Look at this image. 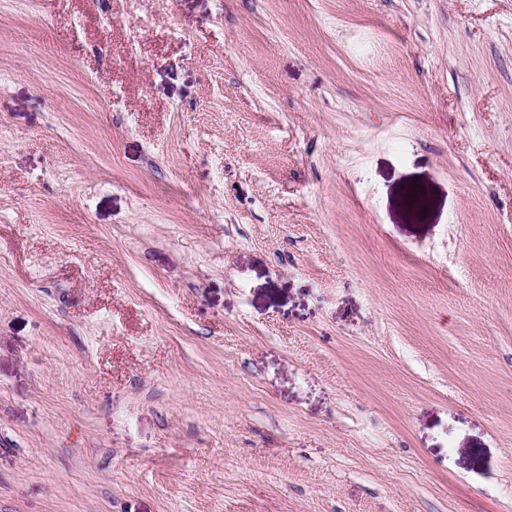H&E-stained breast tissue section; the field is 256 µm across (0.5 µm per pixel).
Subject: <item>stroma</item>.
<instances>
[{
  "label": "stroma",
  "mask_w": 512,
  "mask_h": 512,
  "mask_svg": "<svg viewBox=\"0 0 512 512\" xmlns=\"http://www.w3.org/2000/svg\"><path fill=\"white\" fill-rule=\"evenodd\" d=\"M0 512H512V0H0Z\"/></svg>",
  "instance_id": "35a3bbf8"
}]
</instances>
